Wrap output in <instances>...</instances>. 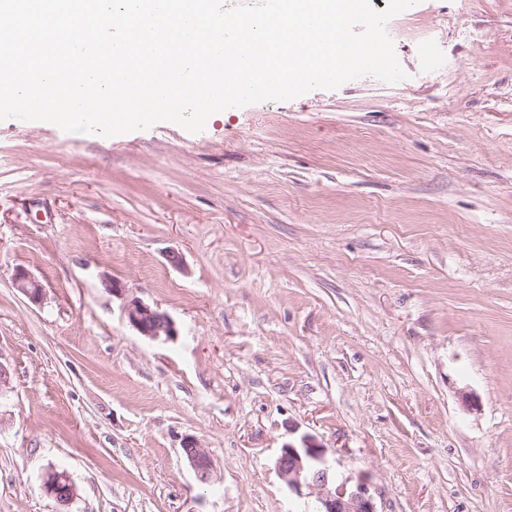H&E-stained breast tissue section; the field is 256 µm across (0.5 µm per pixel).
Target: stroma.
<instances>
[{
	"label": "stroma",
	"mask_w": 512,
	"mask_h": 512,
	"mask_svg": "<svg viewBox=\"0 0 512 512\" xmlns=\"http://www.w3.org/2000/svg\"><path fill=\"white\" fill-rule=\"evenodd\" d=\"M392 40L405 80L201 139L0 121V512H57L52 468L71 512H314L274 469L306 437L377 512H512V0H419ZM12 279L16 288L32 303L41 304L43 302V288L26 269L20 267L16 268L13 272ZM104 285L112 293V296L125 298L124 315L130 326L140 336L152 340L161 337L172 340L178 335L176 324L167 313L138 298H127V289L121 281L107 277L104 279ZM181 451L184 458L194 471L200 484H208L213 471V460L209 451L192 436H186L181 442ZM44 488L62 509L59 512H70L67 509L77 498L78 491L67 472L56 469L49 470L44 481Z\"/></svg>",
	"instance_id": "35a3bbf8"
}]
</instances>
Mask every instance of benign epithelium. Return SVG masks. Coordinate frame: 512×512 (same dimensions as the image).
Here are the masks:
<instances>
[{"label": "benign epithelium", "instance_id": "1", "mask_svg": "<svg viewBox=\"0 0 512 512\" xmlns=\"http://www.w3.org/2000/svg\"><path fill=\"white\" fill-rule=\"evenodd\" d=\"M12 279L16 288L32 303L43 302V288L26 269H15ZM104 285L112 295L125 300L124 315L140 335L152 340L161 337L172 340L178 336L176 324L167 313L138 298H127V289L121 281L107 277ZM181 451L197 481L209 483L213 471L209 451L192 436L183 438ZM275 468L291 491L300 495L306 488L313 494L317 503L315 512H377L367 484L363 481L353 484L348 478L338 477L335 460L328 455V449L307 439L301 447L292 443L284 445L276 458ZM44 488L55 499L60 512H69L78 496L77 487L65 471L49 470Z\"/></svg>", "mask_w": 512, "mask_h": 512}]
</instances>
